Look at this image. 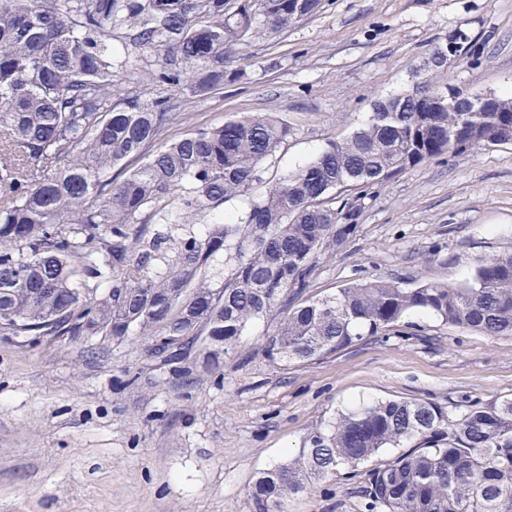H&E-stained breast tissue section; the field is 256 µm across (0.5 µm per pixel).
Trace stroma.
Listing matches in <instances>:
<instances>
[{
  "instance_id": "obj_1",
  "label": "stroma",
  "mask_w": 512,
  "mask_h": 512,
  "mask_svg": "<svg viewBox=\"0 0 512 512\" xmlns=\"http://www.w3.org/2000/svg\"><path fill=\"white\" fill-rule=\"evenodd\" d=\"M466 34L442 79L512 97V0H328L322 13L260 38L245 77L183 102L169 135L244 115L284 120L246 209L375 102L405 93L431 50ZM356 232L315 272L307 297L355 280L456 286L512 250V144L481 145L364 191ZM280 320L254 322L215 369L160 365L145 337L26 341L0 335V512H253L249 488L315 429L371 400L512 398V337L465 333L421 313L405 336H367L308 362L263 351ZM285 512H358L342 478L289 497Z\"/></svg>"
}]
</instances>
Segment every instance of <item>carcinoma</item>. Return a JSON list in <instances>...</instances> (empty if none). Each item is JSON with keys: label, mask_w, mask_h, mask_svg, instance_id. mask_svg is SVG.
I'll list each match as a JSON object with an SVG mask.
<instances>
[{"label": "carcinoma", "mask_w": 512, "mask_h": 512, "mask_svg": "<svg viewBox=\"0 0 512 512\" xmlns=\"http://www.w3.org/2000/svg\"><path fill=\"white\" fill-rule=\"evenodd\" d=\"M326 0H0V333L120 341L137 330L164 365L206 362L247 326L288 315L265 339L271 359L309 361L366 336H400L412 313L483 336H512V251L480 261L457 286L352 282L299 301L324 258L358 228L344 192L383 183L444 153L512 144L504 112H450L444 65L374 104L240 216L218 209L248 193L288 138L255 116L165 132L182 116L163 89L201 97L238 82L228 66L251 40L321 13ZM122 38L138 54L117 55ZM152 89L136 79L143 53ZM140 164L118 179L112 169ZM204 216L210 220L201 222ZM224 268H219V265ZM418 443L366 470L406 440ZM346 469L360 512H512V399L364 402L316 430L250 488L255 512Z\"/></svg>", "instance_id": "cac0c4a2"}]
</instances>
